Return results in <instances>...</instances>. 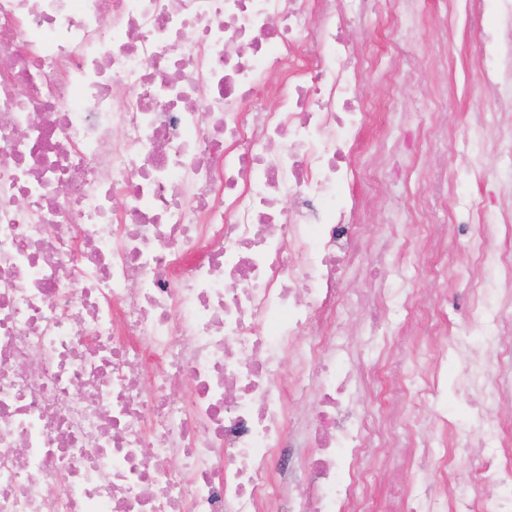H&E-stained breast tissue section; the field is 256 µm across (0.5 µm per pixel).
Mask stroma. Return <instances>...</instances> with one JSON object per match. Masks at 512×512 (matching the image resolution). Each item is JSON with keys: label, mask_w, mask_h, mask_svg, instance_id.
<instances>
[{"label": "stroma", "mask_w": 512, "mask_h": 512, "mask_svg": "<svg viewBox=\"0 0 512 512\" xmlns=\"http://www.w3.org/2000/svg\"><path fill=\"white\" fill-rule=\"evenodd\" d=\"M436 6L437 0H425L424 9L416 19L414 34L421 53L420 65L411 80L401 83L398 92L405 102L410 103L418 98L422 86L430 83L434 76L444 78L449 91L457 97L456 106L444 119L448 124L447 142L439 154H413L406 145L415 141L421 125H409L400 131L402 146L389 158L387 175L375 192L372 222L368 226L379 245H394L407 250L408 256L399 268L383 267L381 275L402 288L411 299L423 304L432 301L436 283L420 277L416 264L420 261L432 263L435 259L434 248L421 227L401 224L391 228L387 225V215L392 205H408V186L422 182L435 167H452L457 170L458 179L467 195L482 203L485 223H497L502 210L512 209V189L501 181L502 175L512 171V112L486 113V121L495 127L497 133V144L492 155L499 175L483 183L475 182L464 165L466 153L458 132L473 120L472 105L476 98L487 92L484 75L469 57L472 30L465 7H457L448 25L447 56L433 52L432 46L438 38L432 25ZM448 245L456 257L448 271L449 279L455 283L454 288L448 291V327L453 334L463 336L471 343H484L486 336L497 335L498 329L493 326L484 333L468 325L465 314L467 291L474 286L486 289L487 302L495 303L496 295L489 286L500 277L501 270L494 257L501 253L512 257V239L495 234L486 240V254L482 257L473 251L468 236L461 235L449 240ZM336 342L348 347L358 366L372 363L389 352L384 335H373L370 329L353 323L347 313L339 318ZM456 365V355H449L441 372L438 398L419 396L404 399L403 405L413 417L424 421L434 410L440 409L447 412L450 425L460 427L466 424L470 400L458 386Z\"/></svg>", "instance_id": "obj_1"}]
</instances>
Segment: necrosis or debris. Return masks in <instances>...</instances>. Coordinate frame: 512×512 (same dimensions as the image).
I'll return each instance as SVG.
<instances>
[{
	"label": "necrosis or debris",
	"instance_id": "1",
	"mask_svg": "<svg viewBox=\"0 0 512 512\" xmlns=\"http://www.w3.org/2000/svg\"><path fill=\"white\" fill-rule=\"evenodd\" d=\"M416 2L0 0V512H512L499 357L461 355L485 403L459 430L435 414L450 451L393 421L403 396L439 393L447 289L421 308L370 289L371 327L395 309L426 324L395 331L394 362L352 372L332 341L345 272L377 278L383 170L360 135L382 154L404 110L365 99L361 75L393 84L415 59L410 40L379 57L354 36ZM497 3L504 30L472 56L497 88L482 111L512 112ZM410 195L387 221L429 229L441 254L418 270L447 280L455 171ZM376 440L406 472L383 496L358 466ZM460 455L469 479L437 493Z\"/></svg>",
	"mask_w": 512,
	"mask_h": 512
}]
</instances>
